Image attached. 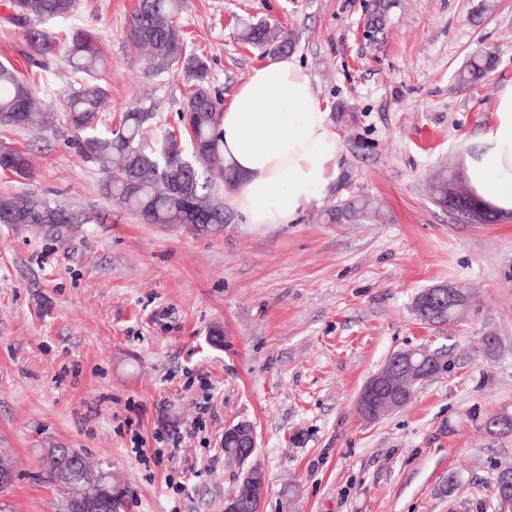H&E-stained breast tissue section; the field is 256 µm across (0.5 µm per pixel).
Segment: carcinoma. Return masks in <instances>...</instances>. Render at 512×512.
<instances>
[{
	"instance_id": "1",
	"label": "carcinoma",
	"mask_w": 512,
	"mask_h": 512,
	"mask_svg": "<svg viewBox=\"0 0 512 512\" xmlns=\"http://www.w3.org/2000/svg\"><path fill=\"white\" fill-rule=\"evenodd\" d=\"M184 0H138L127 27L126 38L136 49L149 54L152 67L163 72L181 67L191 89L180 108L191 113L189 120L178 119L175 129H159L156 112L150 102H137L120 114L110 126L102 124V112L109 97L98 74L105 66L97 37L83 29H71L66 38L67 63L73 72L88 80L70 87L63 101V119L67 127L85 133L80 143L81 156L108 173L104 193L109 203L136 213L147 224L167 226L193 225L196 231L216 234L224 230L223 187L236 184L235 172L224 165L220 139V120L224 100L210 81L209 65L203 57L188 51L187 41L177 25ZM10 24L23 31L24 57L30 66L44 70L46 59L56 42L45 28L54 20L68 18L77 8V0H7ZM239 39L263 55L275 58L293 46L291 34L278 24L250 23L239 32ZM494 66L487 50L471 54L457 73L463 86L485 80ZM51 109L34 87L11 63H0V129H26L39 132L48 126ZM200 158L188 171L182 159L193 151ZM0 169L21 178L32 175L26 153L11 149V158ZM456 175L444 166L436 171L432 191L435 203L448 207V184ZM325 219L331 224L343 221L376 219L367 199H346L327 209ZM102 217L74 211L46 197L29 193L0 194V224H91ZM413 375L405 382L408 391L423 380L419 364L431 358L428 346L411 350ZM486 431L495 435L512 434V411L504 410L484 422ZM51 481L64 494V512H72V502L94 494L98 478L111 477L103 464H94L69 448H56L45 464ZM128 496L126 487L112 485V493L94 499L95 512H115Z\"/></svg>"
}]
</instances>
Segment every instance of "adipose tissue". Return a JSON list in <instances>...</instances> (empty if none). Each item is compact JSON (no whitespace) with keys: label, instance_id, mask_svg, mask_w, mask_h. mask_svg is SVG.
I'll use <instances>...</instances> for the list:
<instances>
[{"label":"adipose tissue","instance_id":"ef3b65f1","mask_svg":"<svg viewBox=\"0 0 512 512\" xmlns=\"http://www.w3.org/2000/svg\"><path fill=\"white\" fill-rule=\"evenodd\" d=\"M224 162L237 176L232 204L246 223L289 224L322 193L342 153L328 114L295 58L252 68L220 123ZM462 175L478 203L512 214V85L494 123L463 155Z\"/></svg>","mask_w":512,"mask_h":512}]
</instances>
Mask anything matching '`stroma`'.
I'll use <instances>...</instances> for the list:
<instances>
[{"mask_svg":"<svg viewBox=\"0 0 512 512\" xmlns=\"http://www.w3.org/2000/svg\"><path fill=\"white\" fill-rule=\"evenodd\" d=\"M136 5L78 0L49 31H92L111 113L150 100L170 127L189 83L174 68L149 70L127 42ZM261 19L293 33L343 146L324 194L294 223L256 227L234 212L217 234L147 224L108 205L106 174L82 159L71 129H0V142L33 155L32 178L0 170V193L108 212L64 233L0 224V448L16 461L0 512H63L41 462L56 446L128 484L126 512H224L244 472L224 457V430L241 421L267 477L260 512H512L492 484L512 468V434L483 427L512 410V215L469 223L430 191L512 85V0H185L178 25L225 102L263 63L237 37ZM479 48L496 65L461 86L456 73ZM64 55L57 44L37 81L55 108L77 80ZM348 198L369 199L378 221L326 222ZM444 283L476 297L455 322L423 324L414 296ZM427 345L452 347V370L388 416L359 415L381 364ZM190 425L192 440L160 454L161 438ZM456 471L465 482L442 494Z\"/></svg>","mask_w":512,"mask_h":512,"instance_id":"1","label":"stroma"}]
</instances>
